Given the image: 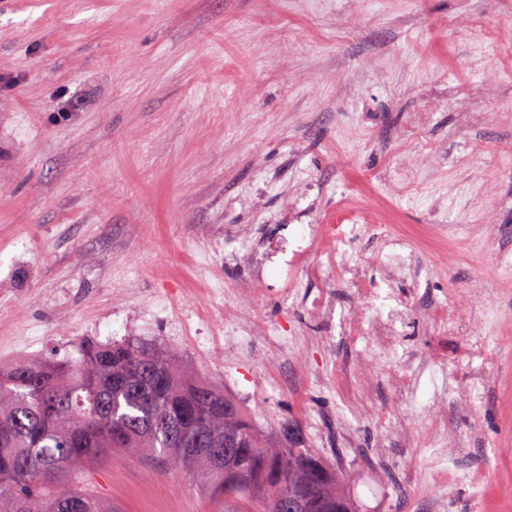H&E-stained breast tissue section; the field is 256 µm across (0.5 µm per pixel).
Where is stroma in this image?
I'll return each instance as SVG.
<instances>
[{
    "mask_svg": "<svg viewBox=\"0 0 512 512\" xmlns=\"http://www.w3.org/2000/svg\"><path fill=\"white\" fill-rule=\"evenodd\" d=\"M461 85L484 114L465 135L448 105ZM491 186L510 201L493 245ZM355 197L416 236L447 225L452 261L420 256L424 300L486 288L498 314L475 322L512 327V0H0V366L75 360L85 340L172 350L265 438L315 417L305 443L338 462L356 512H426L429 384L410 400L387 390L389 360L363 366L383 423L339 410L327 387L356 361L343 343L275 370L261 337L224 346L247 274L229 258L240 229L273 244ZM264 274L257 315L320 331L281 301L284 268ZM448 433L476 435L512 484V407L456 406ZM91 480L116 512H213L148 460L112 458Z\"/></svg>",
    "mask_w": 512,
    "mask_h": 512,
    "instance_id": "stroma-1",
    "label": "stroma"
}]
</instances>
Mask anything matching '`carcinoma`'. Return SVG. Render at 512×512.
<instances>
[{"mask_svg":"<svg viewBox=\"0 0 512 512\" xmlns=\"http://www.w3.org/2000/svg\"><path fill=\"white\" fill-rule=\"evenodd\" d=\"M236 440L215 457L213 442ZM141 456L201 483L214 512H355L340 478L303 447L296 422L280 441L211 382L162 348L87 342L74 363L18 358L0 368V512H112L89 479L98 459Z\"/></svg>","mask_w":512,"mask_h":512,"instance_id":"carcinoma-1","label":"carcinoma"}]
</instances>
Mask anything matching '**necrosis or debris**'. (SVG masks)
Here are the masks:
<instances>
[{
	"label": "necrosis or debris",
	"mask_w": 512,
	"mask_h": 512,
	"mask_svg": "<svg viewBox=\"0 0 512 512\" xmlns=\"http://www.w3.org/2000/svg\"><path fill=\"white\" fill-rule=\"evenodd\" d=\"M244 242L241 255L249 257L251 265L243 299L259 296L265 283L264 267L273 259L294 269H302V276L293 277L288 297L294 304L311 312L321 323L319 335H308L303 328L284 333L280 324L259 322L253 329L263 337L269 363H278L282 357L294 354L307 345L325 346L331 336L339 335L358 354L361 362L370 363L385 358H400L406 366L394 370L389 383L390 391L398 396L415 395L419 378L410 369L417 358L414 348L406 345L403 331L418 313L425 311L428 333L434 342L423 360L434 375L440 376L448 367L462 370L459 391L472 408H481L489 390L487 376L493 359L492 348L501 347V337L483 335L472 323V308L479 305L493 309V297L484 291H475L472 300L456 296L435 301L430 305L421 302L418 283L421 273L415 253L410 247L412 238L391 232L381 223L378 213L365 205L343 212L332 224H309L295 239L280 242L262 258H255L248 244L249 231H242ZM381 240V251L364 260L355 259L348 251L339 250L330 255L328 267L303 266L302 260L311 245L317 241L345 243L355 239ZM398 281L410 282L408 293L395 289ZM352 289L362 307L357 311L337 312L335 285ZM378 304L375 315H366L364 308ZM447 384L434 387L426 414L428 433L425 440L430 466L440 487H469L478 500H485L488 492L485 482L488 470L482 460L464 461L448 451Z\"/></svg>",
	"instance_id": "necrosis-or-debris-1"
}]
</instances>
